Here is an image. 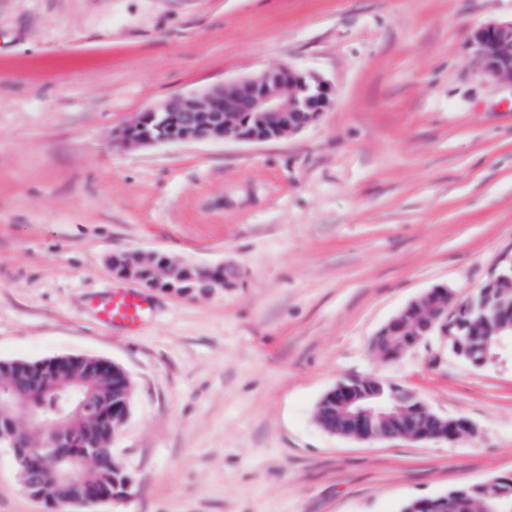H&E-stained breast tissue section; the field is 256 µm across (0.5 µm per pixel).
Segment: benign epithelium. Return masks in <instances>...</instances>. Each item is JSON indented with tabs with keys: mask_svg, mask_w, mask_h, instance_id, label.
<instances>
[{
	"mask_svg": "<svg viewBox=\"0 0 512 512\" xmlns=\"http://www.w3.org/2000/svg\"><path fill=\"white\" fill-rule=\"evenodd\" d=\"M469 48L476 56L485 78L512 79V20H491L471 30ZM332 87L323 78L291 66L264 70L245 80L226 83L189 100L173 94L142 113L137 120L113 135L118 146H148L163 142L220 140L232 137L240 141L261 142L298 132L312 124L331 101ZM112 273L122 279H135L148 288L179 293L214 292L231 288L237 270L220 266L190 265L158 253L126 252L109 258ZM426 312L420 320L421 334L394 336L393 327L408 321L415 303L396 313L377 333L374 348L385 358L394 359L404 350L427 338L440 327V336L448 340L454 354L466 357L480 367L484 359L471 350L468 337L462 336L467 320L458 309V301L446 297L445 290L434 288L421 297ZM336 413L344 419L346 437L385 440L403 437L415 440H458L472 432L464 419L450 420L453 434L441 429L442 421L429 414L409 390L380 384L370 387L358 380L340 383L333 389ZM20 394L7 384L0 385V415L16 417ZM79 411L93 412L101 419L118 413L127 415L128 406L117 410L112 404L89 397H65ZM13 455L19 481L28 495L46 501L50 512H68L72 506L94 505L117 498L102 487H90L67 467L56 448L54 435L37 446L21 447L17 439L6 443Z\"/></svg>",
	"mask_w": 512,
	"mask_h": 512,
	"instance_id": "benign-epithelium-1",
	"label": "benign epithelium"
}]
</instances>
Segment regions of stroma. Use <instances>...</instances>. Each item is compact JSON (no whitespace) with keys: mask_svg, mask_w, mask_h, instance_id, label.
Returning <instances> with one entry per match:
<instances>
[{"mask_svg":"<svg viewBox=\"0 0 512 512\" xmlns=\"http://www.w3.org/2000/svg\"><path fill=\"white\" fill-rule=\"evenodd\" d=\"M512 0H0V361L103 358L129 375L98 512H399L512 474V351L474 368L441 337L371 343L442 286L512 265V81L472 28ZM291 65L334 95L303 131L114 147L172 94ZM228 264L235 287L142 288L134 333L88 305L112 254ZM375 378L463 418L456 441H359L316 419ZM0 512H47L0 450Z\"/></svg>","mask_w":512,"mask_h":512,"instance_id":"obj_1","label":"stroma"}]
</instances>
